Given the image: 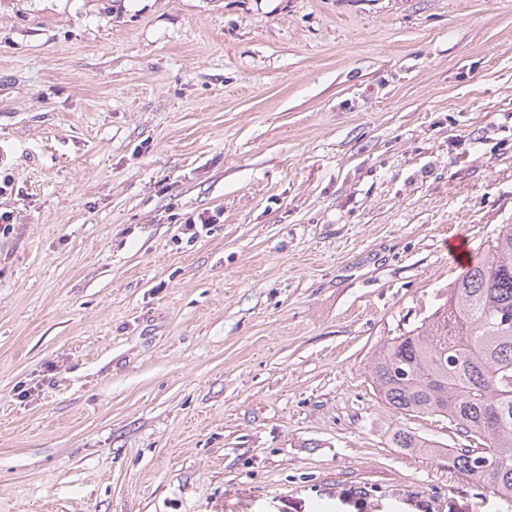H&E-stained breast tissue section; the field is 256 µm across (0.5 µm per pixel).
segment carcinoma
I'll use <instances>...</instances> for the list:
<instances>
[{
	"label": "carcinoma",
	"mask_w": 512,
	"mask_h": 512,
	"mask_svg": "<svg viewBox=\"0 0 512 512\" xmlns=\"http://www.w3.org/2000/svg\"><path fill=\"white\" fill-rule=\"evenodd\" d=\"M368 375L385 405L448 421L468 443L448 470L512 498V224H500L421 326L372 352ZM393 447L432 454L402 427Z\"/></svg>",
	"instance_id": "cac0c4a2"
}]
</instances>
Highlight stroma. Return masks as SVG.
Here are the masks:
<instances>
[{
	"mask_svg": "<svg viewBox=\"0 0 512 512\" xmlns=\"http://www.w3.org/2000/svg\"><path fill=\"white\" fill-rule=\"evenodd\" d=\"M4 178L0 512H512L367 377L512 224V0H0ZM393 447L401 448L408 453L432 454L435 453V446L423 440L415 433L402 427L396 428L391 435Z\"/></svg>",
	"mask_w": 512,
	"mask_h": 512,
	"instance_id": "1",
	"label": "stroma"
}]
</instances>
